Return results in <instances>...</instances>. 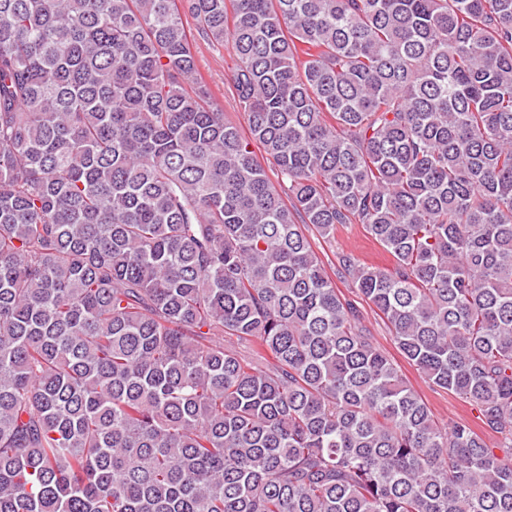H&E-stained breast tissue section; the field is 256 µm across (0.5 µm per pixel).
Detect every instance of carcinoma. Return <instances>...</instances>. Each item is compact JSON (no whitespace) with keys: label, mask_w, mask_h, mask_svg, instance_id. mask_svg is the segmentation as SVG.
<instances>
[{"label":"carcinoma","mask_w":512,"mask_h":512,"mask_svg":"<svg viewBox=\"0 0 512 512\" xmlns=\"http://www.w3.org/2000/svg\"><path fill=\"white\" fill-rule=\"evenodd\" d=\"M0 512H512V0H0ZM189 20L194 38L192 49L200 77L211 91L214 101L224 109V119L238 126L243 133H248L247 114L239 105L228 84L231 70L237 64L234 53L225 45L211 43L196 33V25ZM315 235L312 234L314 248L325 263L327 273L336 282V288L360 302L363 325L370 331L376 344L398 364L404 378L422 396L435 419L445 425L466 424L478 431L480 422L473 406L448 391L432 389L423 375L402 358L389 330L365 302L355 297L348 281L338 272L337 256L342 252H351L362 262L379 267L391 266V255L371 240L361 224H339L334 236L327 239Z\"/></svg>","instance_id":"obj_1"}]
</instances>
